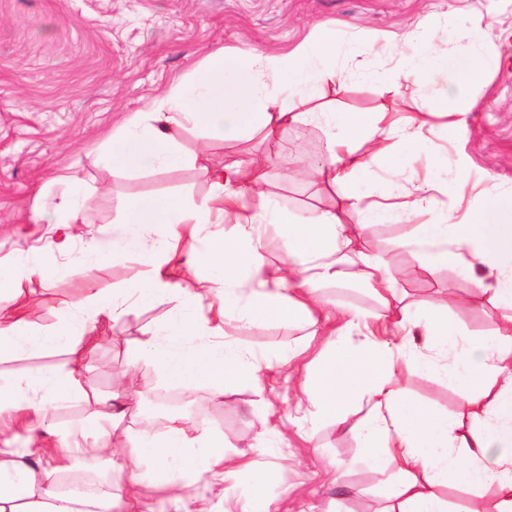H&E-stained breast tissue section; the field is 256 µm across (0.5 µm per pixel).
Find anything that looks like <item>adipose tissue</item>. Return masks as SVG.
Returning <instances> with one entry per match:
<instances>
[{"label": "adipose tissue", "instance_id": "obj_1", "mask_svg": "<svg viewBox=\"0 0 512 512\" xmlns=\"http://www.w3.org/2000/svg\"><path fill=\"white\" fill-rule=\"evenodd\" d=\"M339 44L336 25L320 22L285 53L216 50L154 101L147 115H132L113 130L104 150L127 171L174 167L188 161L177 139L185 124L207 139L243 140L260 132L273 140L282 128L319 117L329 147L309 177L345 188L356 223H345L333 209L305 223H290L263 192L267 160L206 169L209 190L202 199L153 196L128 203L125 221L136 243L132 255L146 267L140 281L102 288L92 275L94 260L70 266L63 277L79 280L83 293L62 329L42 333L21 315L0 318V360L79 344L99 317L121 320L142 301L167 293L180 305L164 323L145 332L139 352L171 383H205L220 397L227 386L259 378L263 371L254 355L225 341V322H307L320 307L314 283L335 278L347 266L377 294L384 314L370 322L342 313L341 327L349 337L306 366L296 413L305 420L329 418L345 432L363 434L364 459L394 478L388 512H448L443 491L451 486L490 492L495 512H512V324L489 340L466 338L449 318L444 301L433 305L426 322H419L402 304L386 264L370 260L358 248L372 225L395 218L397 211L364 202L351 191V183L373 162L383 165L389 185H396L402 173L392 130L382 118L319 114L313 107L318 90L336 81ZM385 50L395 62L386 72L372 73L373 81L395 91L410 82L418 91L434 94L437 111L458 113L470 108L469 92L486 80L496 55L494 43L484 39L460 49V70L451 80L434 51L392 43ZM359 139L369 143V158L356 155L353 144ZM86 201L75 181L70 197L54 209H34L33 223L56 228L53 252L70 253L86 222ZM206 224L235 225L238 235L215 239L205 251L193 250ZM266 224L288 227L287 258L276 266L264 258L267 242L261 228ZM147 231L157 243L150 251L139 245ZM418 244L449 276L473 281L468 303L478 304L489 293L512 302L511 200L497 197L467 216L421 225ZM417 342L430 359L453 354L445 375L465 395V408L457 417L436 414L397 387L398 361ZM88 398L66 362L0 378V428L22 425L28 445L23 453L0 448V512H113L119 499L116 485L96 487L78 498L61 497L58 478L36 453L45 433L55 434L58 452L67 456L111 447L108 429L124 420L129 402L95 399L79 436L54 431L51 411L57 403ZM223 445L222 433L191 437L169 422L161 431L127 440L131 463L121 467L120 484L132 494L148 481L177 497L186 485L221 480L247 467L245 455H225Z\"/></svg>", "mask_w": 512, "mask_h": 512}]
</instances>
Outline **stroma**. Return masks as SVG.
Listing matches in <instances>:
<instances>
[{"label":"stroma","instance_id":"obj_1","mask_svg":"<svg viewBox=\"0 0 512 512\" xmlns=\"http://www.w3.org/2000/svg\"><path fill=\"white\" fill-rule=\"evenodd\" d=\"M326 20L340 25L344 42L336 56L341 75L321 90L320 103L370 116L380 112L384 124L397 128L416 113L430 112L433 100L410 86L396 92L354 74L358 62L379 71L390 67L383 55L364 54L367 42L414 39L443 54L444 35L463 44L482 36L494 41L499 53L512 54V0H0V263L21 266L36 247L41 263L58 272L59 259L46 246L52 229L32 223L31 214L34 206L67 196L73 177L90 196L88 234L76 246L77 253L89 255L123 237L121 219L133 198L188 193L202 199L208 192L202 166L262 158L279 148L297 167L310 168L327 148L325 130L315 123L283 129L276 146L258 135L207 143L188 127L178 134L179 146L190 158L200 156V163L161 170H121L102 146L113 128L147 111L214 50L285 52L303 41L313 24ZM471 99L465 134L449 135L448 117L433 116L419 153L400 146L407 178L392 200L406 202L410 176L432 165L443 178L462 173L463 194L436 192L430 210L374 225L359 245L396 272L400 295L418 319H425L429 301L444 298L449 316L468 335L484 338L497 334L512 306L491 295L481 304H466L471 282L450 278L411 245L420 225L463 216L495 195H512V66L496 63ZM265 190L292 222L326 209L343 212L345 222L353 220L345 212L343 188L288 179L274 168ZM318 293L332 307L369 318L380 312L370 290L345 276L319 283ZM80 297L77 283L42 290L29 305L23 296H6L0 298V316L20 309L33 327L54 331ZM177 303L164 296L120 321L99 318L77 348L25 355L23 369L65 360L100 397L130 395L143 407L160 392L189 396L182 410L127 416L112 441L174 418L184 421L190 435L210 428L222 432L225 451L245 454L252 467L225 479L216 512H386V479L363 460L357 435L322 419L300 436L287 420L298 387L281 354L299 346L308 362L332 348L333 337L312 335L307 326L228 322L227 342L270 358L273 365L264 370L261 385L241 380L218 400L206 384L175 386L151 361L135 356L144 330L162 322ZM398 378L406 396L438 413L451 416L463 409L443 370L419 368L413 352L402 355ZM266 413L276 429L262 426ZM204 491L200 483L174 501L147 483L135 497L124 498L120 512H188L193 497Z\"/></svg>","mask_w":512,"mask_h":512}]
</instances>
